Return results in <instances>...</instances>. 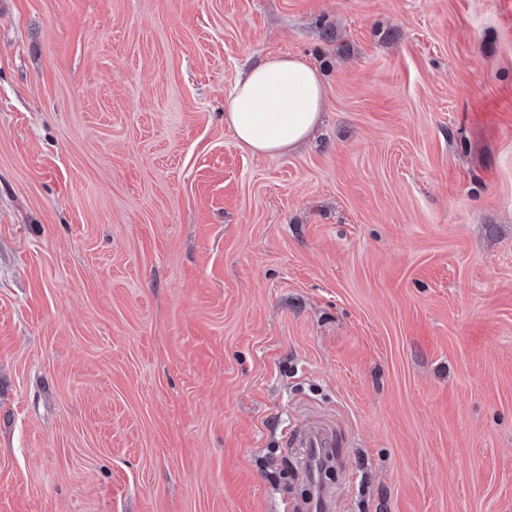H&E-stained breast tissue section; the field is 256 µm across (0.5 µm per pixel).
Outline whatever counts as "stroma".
<instances>
[{
	"mask_svg": "<svg viewBox=\"0 0 512 512\" xmlns=\"http://www.w3.org/2000/svg\"><path fill=\"white\" fill-rule=\"evenodd\" d=\"M0 512H512V0H8ZM326 88L287 153L239 73ZM323 109L318 70L297 57L274 55L236 80L224 121L242 147L273 156L304 141Z\"/></svg>",
	"mask_w": 512,
	"mask_h": 512,
	"instance_id": "stroma-1",
	"label": "stroma"
}]
</instances>
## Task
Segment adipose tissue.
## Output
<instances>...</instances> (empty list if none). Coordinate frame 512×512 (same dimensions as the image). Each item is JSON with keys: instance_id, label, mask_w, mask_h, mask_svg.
Listing matches in <instances>:
<instances>
[{"instance_id": "1", "label": "adipose tissue", "mask_w": 512, "mask_h": 512, "mask_svg": "<svg viewBox=\"0 0 512 512\" xmlns=\"http://www.w3.org/2000/svg\"><path fill=\"white\" fill-rule=\"evenodd\" d=\"M323 109L317 69L296 57L274 55L236 80L224 120L242 147L273 156L304 141Z\"/></svg>"}]
</instances>
